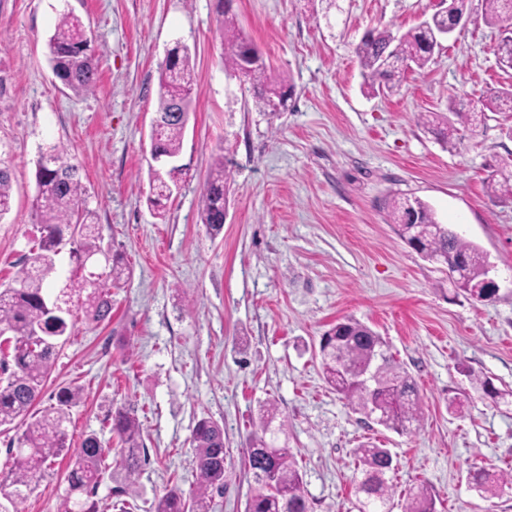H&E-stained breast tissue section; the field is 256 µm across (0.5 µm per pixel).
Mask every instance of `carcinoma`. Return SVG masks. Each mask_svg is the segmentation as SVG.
Returning <instances> with one entry per match:
<instances>
[{
	"label": "carcinoma",
	"instance_id": "obj_1",
	"mask_svg": "<svg viewBox=\"0 0 512 512\" xmlns=\"http://www.w3.org/2000/svg\"><path fill=\"white\" fill-rule=\"evenodd\" d=\"M224 16L222 42L224 67L249 84L255 98L272 112L285 107L288 91L284 79L274 73L261 51L236 27L229 12ZM484 22L501 33H512V0H484ZM448 31V15L436 12L417 27L399 34L388 29L367 33L355 48L363 88L370 95L392 91L400 85L404 69L425 68L432 60L439 39ZM48 60L54 74L76 94L95 91L98 60L90 50L82 21L71 12L60 14L49 37ZM195 70L190 49L176 43L160 66L155 110L156 131L150 150L155 159L177 157L189 120ZM182 111H173L175 102ZM491 112H512V88L494 90L487 99ZM475 113L462 103L450 102L448 114L422 113L418 124L444 146L456 147L458 126L471 125ZM489 175V193L501 201H512V175ZM36 193L32 213L39 238L33 257L18 270L15 284L0 288V336L12 349V366H3L0 376V427L16 422L25 426L17 446V462L10 474L0 478V512H19L23 489L42 477L46 463L56 458L67 443L69 411L82 400L78 386L64 387L56 394V405L35 411L47 377L63 345L71 336L73 307L85 310L92 321L111 318L113 288H120L132 275L125 255L119 251L106 257L111 263L107 281L100 284L74 273L65 284L51 289L49 278L56 270V256L69 247L75 269L103 253L96 214L86 207L87 188L71 162L68 149L53 145L41 152L35 173ZM232 181L224 157L214 161L203 196L202 223L217 237L224 228V211ZM178 189L175 174L157 175L149 204L162 211L165 202ZM12 178L0 162V218L11 210ZM388 216L407 242H416L425 258L452 268L463 267L453 288L460 295L479 302H491L480 284L490 268L486 253L457 235L448 224L440 223L433 209L422 200L392 197ZM318 356L325 382L352 408L368 419L384 409V424L400 435L417 432L421 425V399L412 375L393 357L388 344L368 326L351 319L331 327L320 338ZM472 388L495 406H512V389L500 390L490 379L468 369ZM259 431L246 449L245 470L251 492L246 512H310L309 501L293 449L288 441L287 424L280 418L275 402L259 409ZM111 431L123 445L115 466L106 464L109 449L94 432L87 434L67 472L69 493L61 512H97L95 490L107 470L126 494L136 493V479L146 464L142 424L133 406L112 411ZM190 444L196 487L189 496L174 485L159 498L155 512H213L214 494H224L226 455L224 427L211 418L196 421ZM357 463L358 512H392L395 490L387 474L393 469L389 449L372 442L354 450ZM469 483L482 498H496L512 490V472L478 468L469 473ZM405 512H435L432 487L420 483L407 499Z\"/></svg>",
	"mask_w": 512,
	"mask_h": 512
}]
</instances>
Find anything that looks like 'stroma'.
<instances>
[{
    "mask_svg": "<svg viewBox=\"0 0 512 512\" xmlns=\"http://www.w3.org/2000/svg\"><path fill=\"white\" fill-rule=\"evenodd\" d=\"M438 0H232L241 32L291 87L270 112L224 69L217 0H0V159L13 203L0 219V283L31 257L35 171L41 150L66 145L96 211L102 245L132 268L112 291L105 323L76 312L72 334L38 409L64 386L81 387L70 448L96 432L115 463L106 417L130 404L148 462L136 512H152L171 483L196 485L190 436L209 417L224 427L226 487L216 512H244V469L258 410L275 401L303 473L311 512H356L354 448H390L393 512L429 483L437 512H512V492L481 499L467 476L479 464L512 471V410L473 397L467 370L512 389V203L487 192L512 164V112L460 128L444 148L416 123L447 112L451 96L481 107L512 85L496 54L497 27L468 0V24L442 40L431 63L386 96L361 89L355 47L371 30L403 33ZM81 18L100 56L95 93L58 79L46 41L61 12ZM195 63L192 111L178 163L179 191L165 218L147 203L150 131L159 65L175 43ZM232 170L224 231L210 237L202 195L216 157ZM419 198L440 223L480 247L499 284L494 301L449 300L448 274L398 235L385 202ZM357 320L388 343L417 382L420 430L400 435L365 422L323 382L315 356L336 321ZM463 401V412L448 409ZM67 460L48 462L23 512H59Z\"/></svg>",
    "mask_w": 512,
    "mask_h": 512,
    "instance_id": "obj_1",
    "label": "stroma"
}]
</instances>
